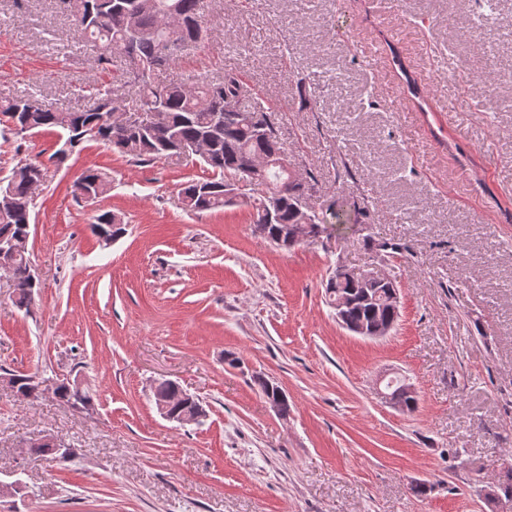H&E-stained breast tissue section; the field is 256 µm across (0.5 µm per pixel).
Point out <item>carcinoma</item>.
<instances>
[{
    "label": "carcinoma",
    "mask_w": 512,
    "mask_h": 512,
    "mask_svg": "<svg viewBox=\"0 0 512 512\" xmlns=\"http://www.w3.org/2000/svg\"><path fill=\"white\" fill-rule=\"evenodd\" d=\"M69 12L72 27L81 43L93 47L101 63L121 54L127 43H132L134 65L140 72L136 81H125L127 92L120 98L110 96L106 90L99 94L102 111L91 104L82 109L59 111L49 105L40 109H28L32 95H17L0 100V116L5 123L14 122L15 134L35 133L42 129L56 128L60 134L78 138L76 150L85 142L94 141L127 156L135 163L145 164L166 156L180 153L198 141L206 144L201 161L212 171L213 177L187 182L181 187L179 197L189 212H204L224 206V186L241 182V202L253 210L254 223H262V211L268 198L278 193L283 205L278 221L269 225L265 238L278 243L277 231L283 224H324L326 220L311 212V219L298 210L291 189L285 188L289 178L283 166L250 171L248 158L259 155L288 154L278 137L274 122V110L255 95L239 104L245 82L231 71L207 81L184 83L161 82L157 73L168 69L183 53L174 46L163 56L159 52L161 41L168 38V15L176 13L183 27L176 39L199 47L209 39L210 29L204 21L203 0H62ZM120 108L126 112H149L160 109L166 121L161 127L114 126L106 116L109 109ZM46 171L42 163L30 161L12 169L6 184H0V192L13 201V208L0 213V237L15 240L16 255L10 273L13 277L15 304L28 307L34 300V287L26 279L30 263L28 225L33 221V194L31 179L27 173ZM91 187L98 196L106 194L110 183L99 171L85 169L73 181V194L80 197L79 189ZM104 229L113 236L125 233L121 224L113 222V215L103 213L94 218L91 230L99 235ZM326 293L353 295V302L343 318L346 325L363 323H387L396 326L400 314L391 307H382L366 300L361 289L341 278L334 271L325 285Z\"/></svg>",
    "instance_id": "obj_1"
}]
</instances>
